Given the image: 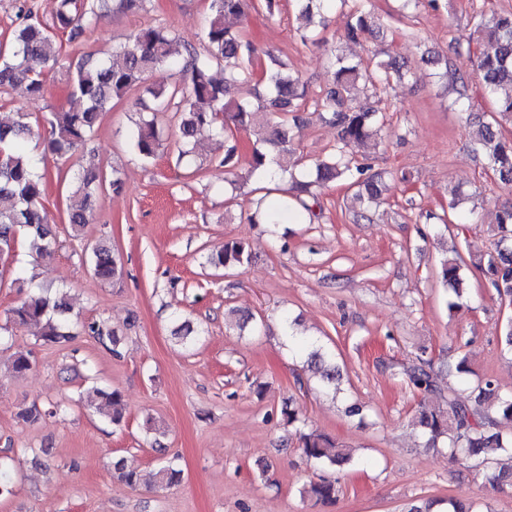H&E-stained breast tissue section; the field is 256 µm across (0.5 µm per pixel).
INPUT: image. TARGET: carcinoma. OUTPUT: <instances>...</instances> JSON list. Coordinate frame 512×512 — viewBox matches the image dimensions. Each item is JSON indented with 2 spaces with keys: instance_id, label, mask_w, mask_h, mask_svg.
<instances>
[{
  "instance_id": "obj_1",
  "label": "carcinoma",
  "mask_w": 512,
  "mask_h": 512,
  "mask_svg": "<svg viewBox=\"0 0 512 512\" xmlns=\"http://www.w3.org/2000/svg\"><path fill=\"white\" fill-rule=\"evenodd\" d=\"M136 0H52V26L42 24L32 11L20 6L24 21L14 31L9 46L0 51V89L20 92L29 98L43 96L49 72L60 62L59 32H75L80 23L98 22L114 9L129 8ZM301 15L313 18L335 10L348 15L344 37L357 41L367 33H384L372 13L371 0H295ZM255 7L254 0H208L205 17V48L196 51L170 27L143 24L130 34L105 58L87 54L69 63L74 77L71 94L83 106L77 111L57 109L47 119L48 148L59 157L72 156L99 127L112 104L139 90L143 109L151 114L137 123L131 135V148L143 159H152L162 146L163 131L156 116L175 108L174 130L179 157L192 153L198 135L208 132L224 136L222 164L228 173L236 172L240 161L239 139L224 134L227 126L254 137L250 145L248 173L264 175L275 167L278 176L269 182L287 184L283 192L292 194L299 216L313 218L312 206L304 199L315 184L341 182L358 188L372 202L381 193L382 176L371 172V166L359 161V150L368 142L382 139L385 127L382 110L355 105L356 93L368 87L384 92L393 79L404 78L402 65L391 57L372 67L363 68L340 55L330 60L333 86L313 100L326 123L336 127V147L311 165L302 162L294 147L291 122L295 113L306 106L305 91L299 89L300 78L280 60L256 71L252 68L255 47L247 33L235 24ZM476 43L479 48L477 79L492 108L473 113L476 129L471 142L476 154L488 161L496 182L512 187V138L505 136V126L512 125V13L482 14L476 22ZM224 65V78L214 75V66ZM176 71L180 82L174 86L158 76ZM251 87L255 101L238 96L235 90ZM34 136L30 116L25 112L0 110V251L3 261L13 256L20 243L36 257L52 255L54 233L48 224L41 203L45 174L29 161L25 149ZM102 170L92 156L82 157L81 171L72 194L79 197L67 214L68 223L82 227L93 218L95 194L101 188ZM448 219L456 224H471L472 213L458 210V203L448 202ZM249 245L231 241L209 257L216 268L242 267L251 262ZM90 261L95 276L104 281L118 279L122 272L120 257L104 245L92 250ZM462 256L440 261L437 277L450 286L455 298L448 300V309L460 307L464 292L461 271ZM492 287L504 298L512 297V249L497 247L487 261ZM68 306L62 295H51L39 288L13 306L9 322L16 326H40L39 341L58 344L71 336L65 319ZM85 334L100 345L119 354L121 337L104 320L82 324ZM311 367L319 375L321 386L336 389L339 371L333 353L309 344ZM35 364L32 352L18 350L13 354L11 370L22 375ZM470 373L466 358L448 370V394L442 395V406L420 412L414 425L419 428L425 448L442 446L466 467L484 466L485 479L494 489L512 490V394H505L491 379L479 381L468 388ZM406 382L416 390H436L437 374L431 361L419 359L404 370ZM98 411L118 426L124 419V403L117 391H97ZM58 406L44 409L35 405L21 409L17 417L34 424L46 416H54ZM304 455L315 462L343 465L350 454L331 437L311 431L298 436ZM113 475L121 483L134 486L140 474L127 468L124 460L112 462ZM156 480L163 486L180 482L181 470L169 461L162 465ZM321 502L335 498L336 485L330 481L313 483L307 490Z\"/></svg>"
}]
</instances>
